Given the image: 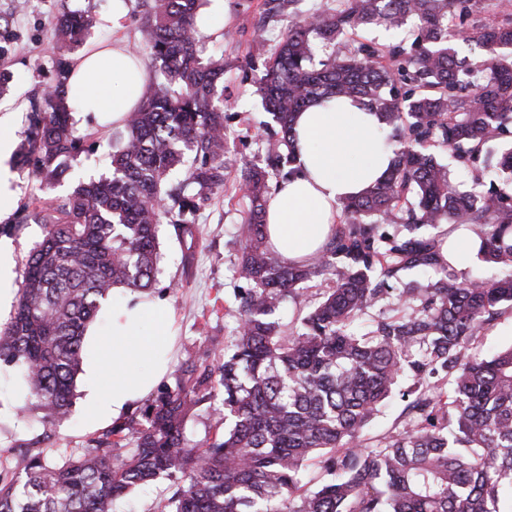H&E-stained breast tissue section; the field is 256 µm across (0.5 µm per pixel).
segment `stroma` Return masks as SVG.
I'll return each mask as SVG.
<instances>
[{
    "label": "stroma",
    "mask_w": 512,
    "mask_h": 512,
    "mask_svg": "<svg viewBox=\"0 0 512 512\" xmlns=\"http://www.w3.org/2000/svg\"><path fill=\"white\" fill-rule=\"evenodd\" d=\"M263 0H224L222 12H213L211 4L202 11L210 20V29L199 46L202 58L224 59V124L230 156V168L223 187L215 190L200 211L201 234L195 242L178 239L171 226L162 229L163 259L155 296L164 299L173 320L176 336L169 353L170 365H178L186 355L207 357L214 348L224 347L235 336L238 322L234 290L239 282L235 264L240 250L239 226L249 209V199L241 188L240 167L251 163L267 164V143L276 128L264 109L257 91L269 52L275 51L290 24L288 16H269L262 10ZM122 9V31L112 28V13ZM91 11L96 26L87 44H111L116 34L126 36L129 48H145L147 33L142 25L138 0H29L24 10L14 8L13 0H0V68L8 69L13 81L4 99L19 104V111L8 114L7 127L13 145L27 137L34 96L58 79L54 65L53 27L65 11ZM263 38L268 52L252 53L254 39ZM87 151L73 162L67 176L55 188L40 189L33 164L10 157L14 175V203L11 212L0 216V244L13 254L16 275H23L29 254L42 239V225H17V211L31 210L45 201L66 194L77 181L108 175L112 131L99 126L91 112H72ZM512 143V129L488 143L474 165L465 167L450 161L455 181L464 187L487 192L501 188L505 176L497 166L500 149ZM76 399L70 418L53 425L43 424L32 411L17 375L0 370V479L23 478L24 471L13 451L35 446L47 449L52 458L77 453L89 440L111 429L112 421L96 425L88 422L83 387H76Z\"/></svg>",
    "instance_id": "1"
}]
</instances>
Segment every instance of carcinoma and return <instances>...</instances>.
<instances>
[{"instance_id":"carcinoma-1","label":"carcinoma","mask_w":512,"mask_h":512,"mask_svg":"<svg viewBox=\"0 0 512 512\" xmlns=\"http://www.w3.org/2000/svg\"><path fill=\"white\" fill-rule=\"evenodd\" d=\"M153 2L147 50L163 80L113 138L110 176L80 181L22 217L43 225L44 236L27 260L15 314L0 326V365L18 368L44 423L72 414L85 332L102 302L117 285L149 294L162 223L194 239L201 202L229 169L224 59L199 55L202 0ZM478 2L343 0L332 13L304 16L299 0H263L264 13L293 18L259 79L279 126L267 152L280 179L294 171V115L317 98L362 100L393 136L407 128L408 140L383 181L340 202L345 222L303 264L272 250L269 173L246 167L250 211L239 229L230 345L211 362L187 356L142 417L75 455L51 463L44 448L19 449L25 480L0 482V512H114L132 489L160 479L173 491L157 512H512V346L474 352L478 336L512 309V274L460 281L444 239L420 232L468 225L484 262L512 269V195L460 188L428 145L468 164L512 124V15L468 28ZM408 21L418 30L408 49L362 43L315 65L344 34ZM93 25L88 11L57 18L60 79L32 104L20 146L21 156H38L42 188L61 182L82 151L67 55ZM472 42L483 58L459 57L457 45ZM402 208L405 232L391 235L383 225ZM327 274L333 287L314 302L303 298L301 285ZM408 274L431 278L394 294ZM395 297L403 310L390 315ZM288 303L298 326L285 330L277 312ZM404 377L401 427L364 443ZM204 401L217 403L224 429L192 445L186 425Z\"/></svg>"}]
</instances>
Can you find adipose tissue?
Listing matches in <instances>:
<instances>
[{
  "instance_id": "1",
  "label": "adipose tissue",
  "mask_w": 512,
  "mask_h": 512,
  "mask_svg": "<svg viewBox=\"0 0 512 512\" xmlns=\"http://www.w3.org/2000/svg\"><path fill=\"white\" fill-rule=\"evenodd\" d=\"M140 59L123 41L89 46L71 65L67 95L101 125L120 126L149 85ZM295 174L280 183L266 207L274 249L285 259L304 262L327 243L340 219L338 204L386 177L394 147L379 114L362 101L323 99L295 118ZM112 338L97 339L96 359L87 365L84 391L91 419L119 418L147 395L167 370L172 322L159 299L147 300L126 288L112 291ZM154 321L143 332L144 321Z\"/></svg>"
}]
</instances>
